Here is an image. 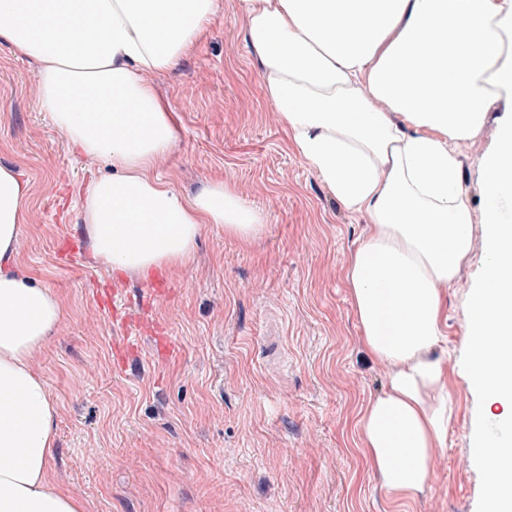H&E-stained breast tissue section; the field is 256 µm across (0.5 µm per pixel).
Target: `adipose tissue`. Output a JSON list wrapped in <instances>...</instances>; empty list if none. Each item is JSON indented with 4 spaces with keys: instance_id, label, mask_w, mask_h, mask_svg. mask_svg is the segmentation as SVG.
Masks as SVG:
<instances>
[{
    "instance_id": "adipose-tissue-1",
    "label": "adipose tissue",
    "mask_w": 512,
    "mask_h": 512,
    "mask_svg": "<svg viewBox=\"0 0 512 512\" xmlns=\"http://www.w3.org/2000/svg\"><path fill=\"white\" fill-rule=\"evenodd\" d=\"M263 96L293 151L371 231L346 259L363 350L388 368L361 410V444L387 491L428 483L454 419L445 303L473 251L456 148L505 106L483 161L482 276L467 301V382L494 411L477 425L486 512H512V0H240ZM215 0H0V43L39 62L40 106L69 143L104 159L82 218L94 257L149 278L185 265L209 224L247 243L264 224L230 185L185 198L153 176L179 132L148 74L176 66ZM28 187L0 165V512H87L50 475L58 409L32 360L64 318L13 267Z\"/></svg>"
}]
</instances>
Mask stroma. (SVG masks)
<instances>
[{
  "instance_id": "35a3bbf8",
  "label": "stroma",
  "mask_w": 512,
  "mask_h": 512,
  "mask_svg": "<svg viewBox=\"0 0 512 512\" xmlns=\"http://www.w3.org/2000/svg\"><path fill=\"white\" fill-rule=\"evenodd\" d=\"M215 5L179 64L148 77L179 127L153 173L188 198L228 183L265 228L245 245L207 225L185 266L145 280L93 257L81 191L110 168L42 111L37 62L0 44V164L29 187L15 265L66 309L33 361L58 405L53 479L91 512H485L486 475L466 436L483 412L466 380V305L483 267L482 161L498 112L457 151L476 246L447 297L455 419L430 482L400 500L357 429L387 375L362 351L345 281L369 221L292 151L264 102L239 0ZM115 288L120 305L102 307ZM142 322L150 338L125 352L124 332Z\"/></svg>"
}]
</instances>
